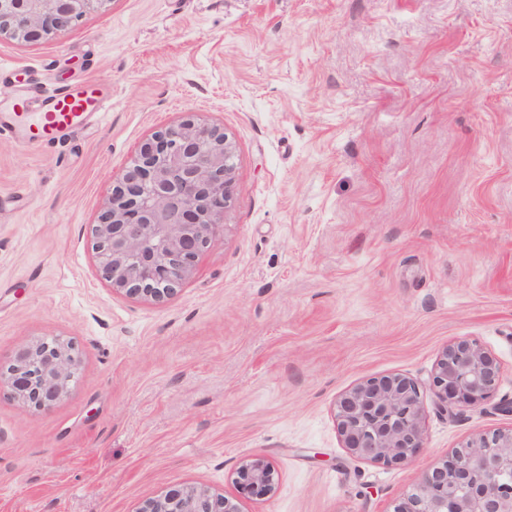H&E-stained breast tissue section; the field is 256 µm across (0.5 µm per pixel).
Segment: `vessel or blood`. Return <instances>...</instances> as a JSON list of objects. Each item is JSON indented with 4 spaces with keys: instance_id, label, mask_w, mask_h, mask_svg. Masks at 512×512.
I'll return each mask as SVG.
<instances>
[{
    "instance_id": "1",
    "label": "vessel or blood",
    "mask_w": 512,
    "mask_h": 512,
    "mask_svg": "<svg viewBox=\"0 0 512 512\" xmlns=\"http://www.w3.org/2000/svg\"><path fill=\"white\" fill-rule=\"evenodd\" d=\"M111 98L106 84L99 81L49 94L42 93L38 85L27 84L11 102L0 103V136L53 144L66 132L86 127L91 118L105 111Z\"/></svg>"
}]
</instances>
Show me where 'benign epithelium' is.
<instances>
[{"label":"benign epithelium","instance_id":"1","mask_svg":"<svg viewBox=\"0 0 512 512\" xmlns=\"http://www.w3.org/2000/svg\"><path fill=\"white\" fill-rule=\"evenodd\" d=\"M106 0H0V38L34 43L58 35ZM235 147L224 129L192 112L143 140L115 176L93 225L101 276L129 297L162 301L192 275L204 251L224 238L233 199ZM81 359L70 342L45 338L20 346L0 365V389L34 409L67 394ZM498 360L477 341L459 339L438 356L427 386L402 373L371 377L335 402L337 431L351 455L387 465L413 461L425 447L424 392L453 413L491 398ZM242 494L275 489L274 469L257 456L241 465ZM139 512H239L222 493L170 488ZM392 512H512V430L482 434L425 468Z\"/></svg>","mask_w":512,"mask_h":512}]
</instances>
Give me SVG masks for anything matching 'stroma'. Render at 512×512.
<instances>
[{"instance_id":"stroma-1","label":"stroma","mask_w":512,"mask_h":512,"mask_svg":"<svg viewBox=\"0 0 512 512\" xmlns=\"http://www.w3.org/2000/svg\"><path fill=\"white\" fill-rule=\"evenodd\" d=\"M94 77L112 108L61 149L0 138V363L72 342L48 410L0 393V512H139L169 488L241 512H391L422 469L512 429V0H107L0 40V100ZM236 149L224 238L172 297L113 291L90 228L137 146L183 113ZM476 340L495 395L425 398L406 465L352 457L336 399L428 383ZM262 455L273 493L233 478Z\"/></svg>"}]
</instances>
